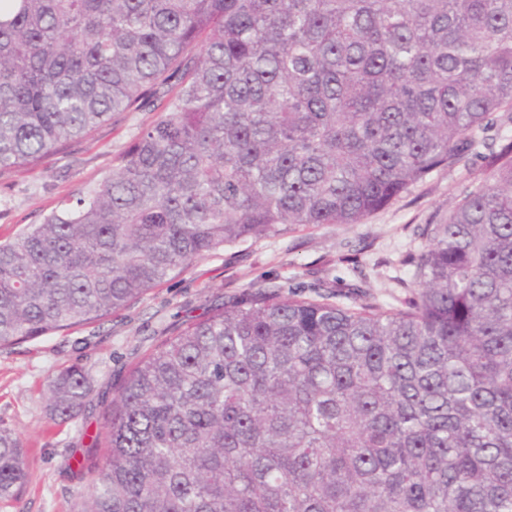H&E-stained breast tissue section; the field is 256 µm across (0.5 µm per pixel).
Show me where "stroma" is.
<instances>
[{
  "instance_id": "35a3bbf8",
  "label": "stroma",
  "mask_w": 512,
  "mask_h": 512,
  "mask_svg": "<svg viewBox=\"0 0 512 512\" xmlns=\"http://www.w3.org/2000/svg\"><path fill=\"white\" fill-rule=\"evenodd\" d=\"M157 118L147 109L118 112L91 136L35 167L0 170V241L94 187ZM476 137L478 153L433 172L361 223L295 226L226 246L103 320L0 349V428L20 439L27 472L18 499L0 501V512H76L90 482L79 464L100 430L115 386L186 320L204 318L261 285L309 297L360 289L384 307L399 306L404 283L412 278L410 259L426 245L423 226L440 223L460 202L482 166L481 152L512 137V120L496 113ZM73 365L86 371L92 403L73 421L60 423L51 417L46 386Z\"/></svg>"
}]
</instances>
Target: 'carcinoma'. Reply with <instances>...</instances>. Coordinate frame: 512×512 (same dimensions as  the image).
<instances>
[{
    "label": "carcinoma",
    "instance_id": "1",
    "mask_svg": "<svg viewBox=\"0 0 512 512\" xmlns=\"http://www.w3.org/2000/svg\"><path fill=\"white\" fill-rule=\"evenodd\" d=\"M151 108L112 172L0 242V349L205 254L359 224L512 111V0H0V170ZM385 309L258 289L116 386L78 512H512V140ZM55 419L91 389L48 384ZM27 473L0 430V499Z\"/></svg>",
    "mask_w": 512,
    "mask_h": 512
}]
</instances>
